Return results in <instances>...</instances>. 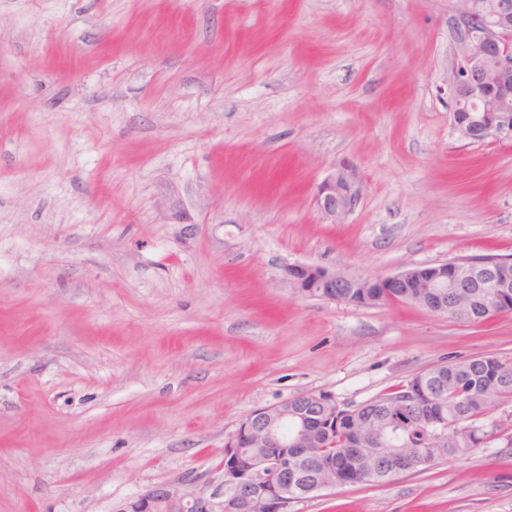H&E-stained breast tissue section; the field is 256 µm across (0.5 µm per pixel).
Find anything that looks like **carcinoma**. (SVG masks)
<instances>
[{
    "mask_svg": "<svg viewBox=\"0 0 512 512\" xmlns=\"http://www.w3.org/2000/svg\"><path fill=\"white\" fill-rule=\"evenodd\" d=\"M423 289L417 279L398 286L382 283L367 290L370 303L399 301L450 319L478 321L512 311V299L502 303L492 292L476 288H437L448 309L419 301ZM406 385L373 399L377 412L366 426L368 439L379 438L389 452L410 461L402 473L420 472L443 459H466L477 449L499 440L496 429L482 424L487 414L485 397L512 402V361L492 354L442 361L431 367L426 382L408 399ZM362 412L353 408L323 412L321 428L311 435L310 455L296 461L301 479L296 497L312 494L316 483L325 479L320 461H338L336 486L382 484L399 476L384 470L383 462L371 464L348 451L355 437V424Z\"/></svg>",
    "mask_w": 512,
    "mask_h": 512,
    "instance_id": "1",
    "label": "carcinoma"
}]
</instances>
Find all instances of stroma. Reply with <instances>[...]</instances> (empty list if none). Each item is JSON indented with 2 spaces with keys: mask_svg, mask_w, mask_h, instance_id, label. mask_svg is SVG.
Wrapping results in <instances>:
<instances>
[{
  "mask_svg": "<svg viewBox=\"0 0 512 512\" xmlns=\"http://www.w3.org/2000/svg\"><path fill=\"white\" fill-rule=\"evenodd\" d=\"M459 0H0V512L220 496L257 408L354 407L451 358L512 361V313L294 295L512 256V142L453 127ZM345 170L336 224L313 205ZM506 438L288 512H512ZM353 187L345 171L329 175L318 185L314 205L323 219L336 224V221L352 211L357 201V190ZM281 280L297 296L304 295L309 289L318 288V293L327 302L345 299L344 296H336V288H358V283L363 281L345 272L311 263L283 266Z\"/></svg>",
  "mask_w": 512,
  "mask_h": 512,
  "instance_id": "stroma-1",
  "label": "stroma"
}]
</instances>
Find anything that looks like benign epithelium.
<instances>
[{
	"mask_svg": "<svg viewBox=\"0 0 512 512\" xmlns=\"http://www.w3.org/2000/svg\"><path fill=\"white\" fill-rule=\"evenodd\" d=\"M465 35L454 72V101L471 108L469 122L453 123L464 139L512 141V0H465L461 7ZM357 190L345 171L326 177L317 187L314 205L322 218L334 224L349 214ZM281 280L293 294L318 289L322 299L338 302V288H356L361 278L311 263L283 266ZM425 288L448 285V267L443 263L422 267ZM512 259L473 262L462 268L457 288H509ZM336 406L333 395L313 392L303 402L288 398L254 410L224 443L222 465L224 489L220 505L203 497L185 500L167 488L139 497L127 512H288L296 501L290 490L299 473L290 448L307 447L308 423L320 406ZM293 424L292 434L284 433Z\"/></svg>",
	"mask_w": 512,
	"mask_h": 512,
	"instance_id": "1",
	"label": "benign epithelium"
}]
</instances>
